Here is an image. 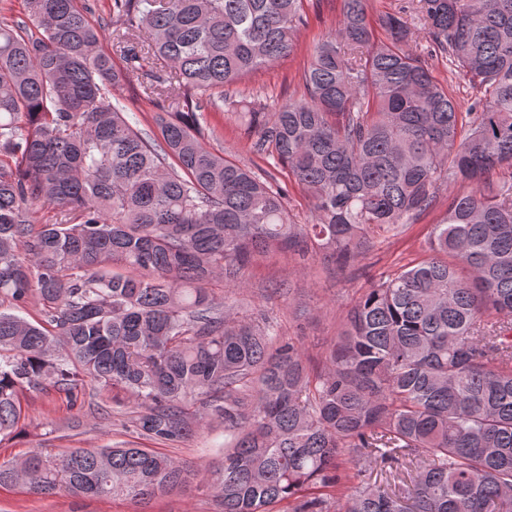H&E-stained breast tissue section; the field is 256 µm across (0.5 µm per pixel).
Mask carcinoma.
Wrapping results in <instances>:
<instances>
[{
	"label": "carcinoma",
	"mask_w": 512,
	"mask_h": 512,
	"mask_svg": "<svg viewBox=\"0 0 512 512\" xmlns=\"http://www.w3.org/2000/svg\"><path fill=\"white\" fill-rule=\"evenodd\" d=\"M304 0H29L0 17V437L24 428L21 396L77 402L88 378L137 404L162 442L199 423L205 398L227 442L221 512H512V0H412L430 48L477 88L466 111L407 45L401 12L371 19L338 0L303 95L238 112L237 83L296 47ZM125 66L98 50L104 29ZM167 69L156 138L112 90L144 63ZM206 112L239 114L253 154L310 194L296 224L287 188L211 151ZM469 182L432 228V256L388 275L347 312L319 370L260 315L217 301L257 254L310 247L346 266L367 236L400 232L435 189ZM54 214L32 224L36 207ZM41 307L42 322L20 315ZM425 460L394 490L369 468ZM186 482L151 448H71L0 462V487L130 496Z\"/></svg>",
	"instance_id": "obj_1"
}]
</instances>
